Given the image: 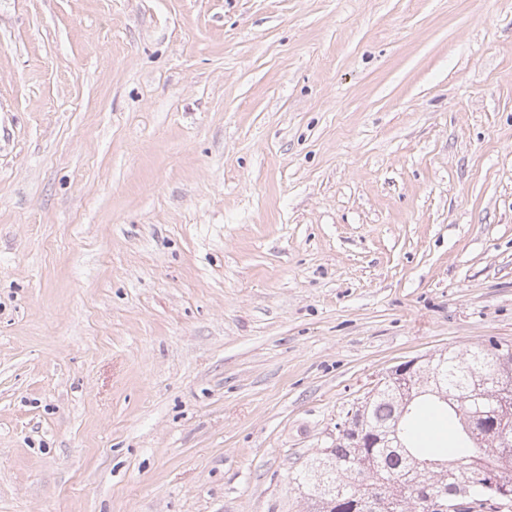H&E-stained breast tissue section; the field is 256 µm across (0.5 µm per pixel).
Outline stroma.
<instances>
[{
	"mask_svg": "<svg viewBox=\"0 0 512 512\" xmlns=\"http://www.w3.org/2000/svg\"><path fill=\"white\" fill-rule=\"evenodd\" d=\"M512 341V0H0V512H308L398 363Z\"/></svg>",
	"mask_w": 512,
	"mask_h": 512,
	"instance_id": "1",
	"label": "stroma"
}]
</instances>
